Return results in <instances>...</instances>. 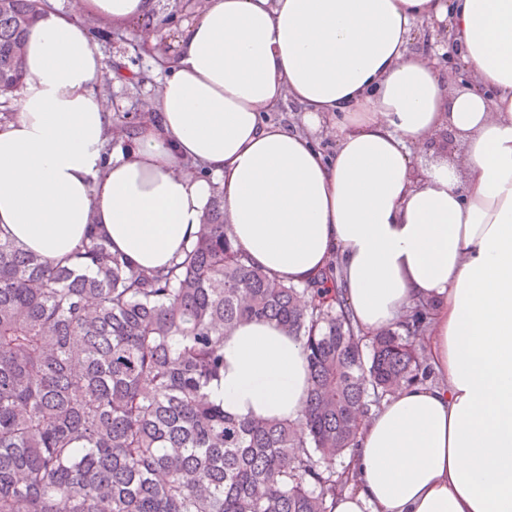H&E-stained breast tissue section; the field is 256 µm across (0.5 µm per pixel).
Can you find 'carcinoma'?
I'll return each instance as SVG.
<instances>
[{
  "mask_svg": "<svg viewBox=\"0 0 512 512\" xmlns=\"http://www.w3.org/2000/svg\"><path fill=\"white\" fill-rule=\"evenodd\" d=\"M40 0H0V96L21 82ZM274 321L303 340L298 422L239 418L205 391L224 336ZM419 307L367 338L334 269L287 285L226 236L219 198L172 266L132 267L90 225L66 264L0 237V512H330L356 416L431 377Z\"/></svg>",
  "mask_w": 512,
  "mask_h": 512,
  "instance_id": "1",
  "label": "carcinoma"
}]
</instances>
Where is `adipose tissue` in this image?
Returning <instances> with one entry per match:
<instances>
[{
    "instance_id": "adipose-tissue-1",
    "label": "adipose tissue",
    "mask_w": 512,
    "mask_h": 512,
    "mask_svg": "<svg viewBox=\"0 0 512 512\" xmlns=\"http://www.w3.org/2000/svg\"><path fill=\"white\" fill-rule=\"evenodd\" d=\"M158 0H73L24 45L18 109L0 123V235L57 263L98 225L113 252L157 269L196 239L213 195L235 247L301 286L336 262L372 336L417 304L433 380L402 384L346 454L331 512H512V0H202L175 56L156 55L150 119L116 140L98 86L93 13L160 34ZM461 43L472 85L411 48L427 18ZM302 128L266 121L285 100ZM336 138L332 154L312 131ZM452 130L461 154L429 164ZM301 338L248 321L224 339L206 397L240 417L307 409Z\"/></svg>"
}]
</instances>
